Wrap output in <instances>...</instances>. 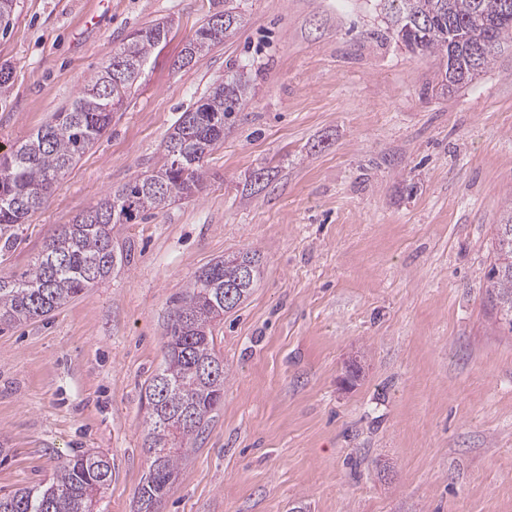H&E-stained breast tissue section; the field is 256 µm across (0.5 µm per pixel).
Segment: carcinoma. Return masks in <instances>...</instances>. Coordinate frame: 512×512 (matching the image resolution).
<instances>
[{
    "mask_svg": "<svg viewBox=\"0 0 512 512\" xmlns=\"http://www.w3.org/2000/svg\"><path fill=\"white\" fill-rule=\"evenodd\" d=\"M505 0H387L388 32L411 50L448 59V87L472 82L490 64L502 41L512 39V10ZM224 28L209 20L184 48L185 63L203 57L240 24L234 0H224ZM168 29L153 24L136 30L113 50L109 63L84 80L70 106L8 155L0 156V240L44 204L61 177L103 134L115 104L136 83ZM249 95L243 74L215 85L182 112L165 145L180 147V164L167 160L153 174L137 177L107 195L49 237L37 261L19 275H0V323L11 325L50 314L103 281L112 271V232L140 214L165 207L201 189L204 158L224 141ZM161 180L169 194L146 189ZM252 277L243 278L244 269ZM259 275L257 253L241 252L202 269L175 311L165 342V362L146 392L148 476L138 489L140 512H156L177 472L180 450L224 398V362L213 350L211 323L236 308ZM234 288L233 301L225 290ZM486 295L512 331V214L496 225V262L486 274ZM112 481V465L101 454L64 459L53 481L36 489L0 495V512H93Z\"/></svg>",
    "mask_w": 512,
    "mask_h": 512,
    "instance_id": "carcinoma-1",
    "label": "carcinoma"
}]
</instances>
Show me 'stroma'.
<instances>
[{
    "label": "stroma",
    "mask_w": 512,
    "mask_h": 512,
    "mask_svg": "<svg viewBox=\"0 0 512 512\" xmlns=\"http://www.w3.org/2000/svg\"><path fill=\"white\" fill-rule=\"evenodd\" d=\"M238 4L236 32L182 68L224 0H17L0 29L1 155L130 34L170 25L107 132L14 227L0 273L157 170L213 82L240 68L251 80L202 191L117 225L107 279L0 331V495L102 453L112 482L94 512H136L145 389L178 302L202 268L254 251L260 278L213 328L224 401L161 512H512V332L485 295L512 208V41L452 90L443 58L387 35L381 0Z\"/></svg>",
    "instance_id": "1"
}]
</instances>
